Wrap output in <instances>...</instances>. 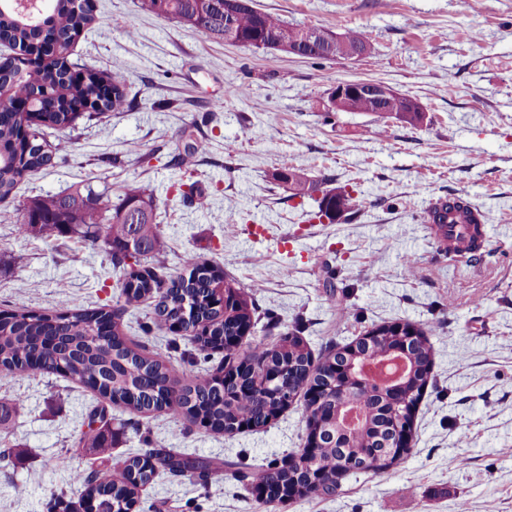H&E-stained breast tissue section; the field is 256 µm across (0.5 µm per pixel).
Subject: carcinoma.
Instances as JSON below:
<instances>
[{"label":"carcinoma","mask_w":512,"mask_h":512,"mask_svg":"<svg viewBox=\"0 0 512 512\" xmlns=\"http://www.w3.org/2000/svg\"><path fill=\"white\" fill-rule=\"evenodd\" d=\"M251 0H140V8L159 18L174 20L208 42H228L231 32L247 48L264 51L280 49L284 41L298 40L305 31L290 26L277 16L260 12ZM95 21L93 0H50L48 10H28L15 0H0V86L10 87L20 98L31 101L37 117L22 131L23 116L0 108V204L11 202L18 185L35 172L56 165L57 148L49 137L71 128L87 116L105 112H125L129 99V78L121 71L103 74L93 68H78L68 58V49ZM348 46L363 55L372 53L368 37L360 30L343 33ZM45 44L42 60L33 68L22 65L18 54L34 43ZM203 145L188 144L178 155V164L192 168ZM287 189L293 197H304L317 185L299 173L293 174ZM104 193L92 183L75 185L57 194L31 197L21 208L16 229L22 236L56 233L98 247L112 267L127 268L126 257L141 264L158 262L162 237L156 222L153 193L135 185L116 203H96ZM319 213L333 220L356 206V198L346 190L329 189L320 201ZM458 210L473 225L466 252H477L478 222L472 218L471 204L457 199L451 206L438 199L430 204L428 222L443 231L448 213ZM152 301L150 321L143 332L172 329L183 321L185 308L196 306L197 316L183 339L200 353L220 351L222 360L211 369L198 372L180 383L171 378L169 357L149 352L140 343L128 340L121 320L128 309ZM256 308L226 281L224 271L206 262L190 260L182 273L161 276L152 269L127 275L112 306L84 308L70 299H60L58 309L35 310L14 305L0 311V372L61 374L91 388L99 398L123 404L131 414L164 413L199 425L209 431L232 436L241 431V420L255 428L266 426L287 410L301 392L320 388L322 403L311 408L304 401L302 423L305 430L320 429L324 447L308 458L299 450L292 456L293 467L270 461L257 470L242 464L235 472L241 482H260L269 487H288L299 472L313 470L322 475L318 484L306 490L308 496H331L350 476L379 474L394 465L385 447L388 436L380 431L384 420L398 418L403 411L417 407L431 373H414L404 387L388 401L376 384L357 385L352 381L337 392L331 385L340 369H349L360 357L388 354L398 343L393 325L373 328L371 348L360 338L343 345H331L312 364V350L300 336L287 333L277 344L255 341L242 350L224 344V337L237 336L244 327L257 328ZM253 364L241 381L218 382V376L238 371L241 356ZM414 364L432 359L427 332L417 330L409 348ZM284 374L286 392L275 395L263 387L268 367ZM351 395L359 398L366 413L365 426L343 433L333 407ZM110 419L104 413L90 416L88 430L81 432L77 446L93 456L98 464L79 470L74 480L82 487V500L90 512H129L137 503L141 488L154 478L153 469L135 456L114 460ZM162 471L178 477L188 473L208 484L209 463L169 452H155Z\"/></svg>","instance_id":"obj_1"}]
</instances>
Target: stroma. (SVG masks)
<instances>
[{
	"label": "stroma",
	"mask_w": 512,
	"mask_h": 512,
	"mask_svg": "<svg viewBox=\"0 0 512 512\" xmlns=\"http://www.w3.org/2000/svg\"><path fill=\"white\" fill-rule=\"evenodd\" d=\"M139 0H95L96 23L72 61L130 79L133 106L56 133L61 161L0 205V309H53L61 296L114 304L119 272L100 250L55 235L19 236V203L81 182L117 200L146 183L162 231L160 272L191 257L220 266L278 332H299L313 353L375 326L431 329L433 389L413 424L410 454L378 475L349 478L332 496L285 504L237 482L305 442L301 405L267 427L224 436L166 415L134 417L108 405L115 454L146 447L210 462L208 486L157 473L142 493L158 512H512V0H253L300 27L364 31L360 60L305 59L202 41L144 12ZM381 81L420 101L423 123H379L329 112L338 82ZM244 86L239 96L226 88ZM205 150L191 170L174 160ZM297 170L324 189L352 191L355 214L316 219L322 192L290 196L277 177ZM203 196L183 203V185ZM462 196L486 214L483 261L445 254L427 210ZM413 268H406V259ZM190 379L192 347L168 330L146 337ZM0 401L16 412L0 430V512H48L88 459L73 442L98 400L59 374H0ZM69 461L55 467L56 459Z\"/></svg>",
	"instance_id": "1"
}]
</instances>
